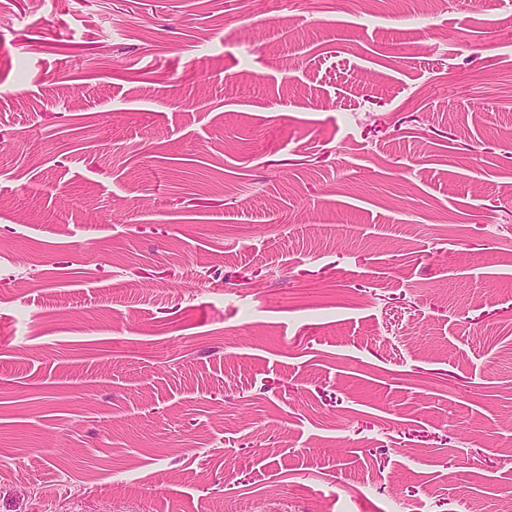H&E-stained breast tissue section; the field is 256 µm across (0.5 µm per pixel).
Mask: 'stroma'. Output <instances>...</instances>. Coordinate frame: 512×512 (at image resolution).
I'll list each match as a JSON object with an SVG mask.
<instances>
[{"label": "stroma", "instance_id": "35a3bbf8", "mask_svg": "<svg viewBox=\"0 0 512 512\" xmlns=\"http://www.w3.org/2000/svg\"><path fill=\"white\" fill-rule=\"evenodd\" d=\"M512 0H0V512H501Z\"/></svg>", "mask_w": 512, "mask_h": 512}]
</instances>
